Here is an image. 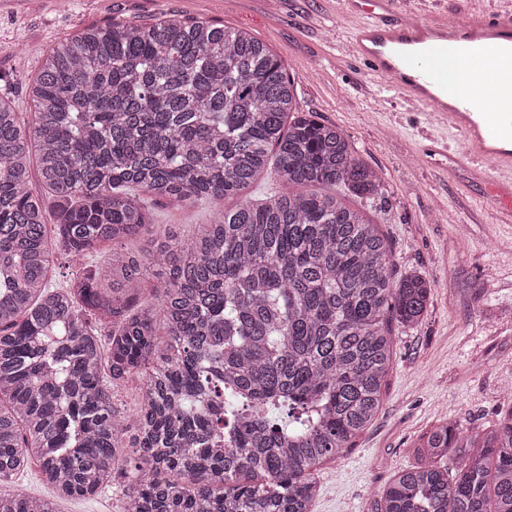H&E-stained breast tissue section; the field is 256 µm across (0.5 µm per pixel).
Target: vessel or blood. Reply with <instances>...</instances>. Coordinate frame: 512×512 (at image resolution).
<instances>
[{
	"mask_svg": "<svg viewBox=\"0 0 512 512\" xmlns=\"http://www.w3.org/2000/svg\"><path fill=\"white\" fill-rule=\"evenodd\" d=\"M344 13L358 17L350 34L355 55L435 120L461 133L465 148L432 153L456 166H478L491 185L500 223L512 224V19L488 14L457 25L415 23L397 9V0H344ZM460 51L463 91L439 88L438 57ZM483 77L490 100L466 92V84Z\"/></svg>",
	"mask_w": 512,
	"mask_h": 512,
	"instance_id": "1",
	"label": "vessel or blood"
}]
</instances>
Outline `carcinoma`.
Masks as SVG:
<instances>
[{
    "mask_svg": "<svg viewBox=\"0 0 512 512\" xmlns=\"http://www.w3.org/2000/svg\"><path fill=\"white\" fill-rule=\"evenodd\" d=\"M28 97L26 122L0 96V485L34 458L56 496L86 499L127 455V512H311L316 466L381 409L388 318L418 322L431 291L394 279L377 225L331 194L371 198L379 173L300 114L263 42L206 20L85 28L48 51ZM269 168L295 191L245 195ZM146 196L237 204L187 242L164 230L49 287L48 213L79 255L151 232ZM150 269L154 302L133 313ZM91 310L112 319L106 346ZM141 367L127 444L107 382ZM0 512L55 510L1 490ZM381 512H512V409L481 435L436 427Z\"/></svg>",
    "mask_w": 512,
    "mask_h": 512,
    "instance_id": "obj_1",
    "label": "carcinoma"
}]
</instances>
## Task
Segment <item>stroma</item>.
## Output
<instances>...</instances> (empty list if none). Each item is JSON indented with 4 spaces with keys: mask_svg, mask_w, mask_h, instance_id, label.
<instances>
[{
    "mask_svg": "<svg viewBox=\"0 0 512 512\" xmlns=\"http://www.w3.org/2000/svg\"><path fill=\"white\" fill-rule=\"evenodd\" d=\"M343 8L342 0H0V77L28 116L27 86L56 42L91 25L169 17L246 30L284 62L300 110L342 129L381 176L376 196L341 189V202L378 224L393 278L418 272L433 284L419 323L388 324L393 362L376 419L315 470L313 512H380L384 487L417 463L429 430L447 420L472 433L489 429L512 407V224L498 223L478 170H449L447 159L429 153L434 138L462 148L461 135L355 66L353 21ZM400 11L466 23L489 13L512 18V0H401ZM148 210L188 239L209 223L213 206L153 199ZM131 473L118 458L111 486L92 499L59 500V512H123Z\"/></svg>",
    "mask_w": 512,
    "mask_h": 512,
    "instance_id": "35a3bbf8",
    "label": "stroma"
}]
</instances>
